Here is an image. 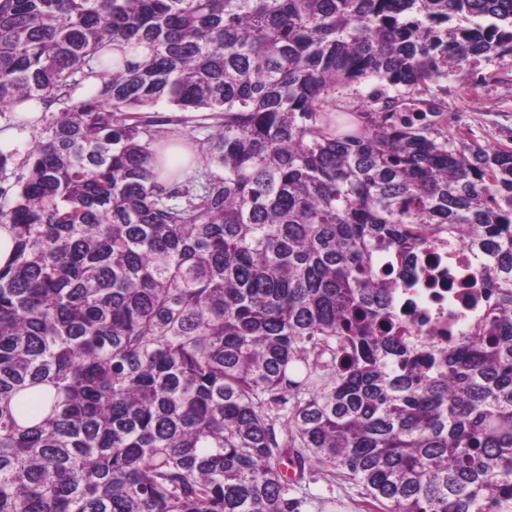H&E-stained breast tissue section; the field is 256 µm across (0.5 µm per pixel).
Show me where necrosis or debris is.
I'll return each instance as SVG.
<instances>
[{
  "mask_svg": "<svg viewBox=\"0 0 512 512\" xmlns=\"http://www.w3.org/2000/svg\"><path fill=\"white\" fill-rule=\"evenodd\" d=\"M482 259L459 241L424 246L400 261L383 258L384 270H403L393 298L408 335L433 344L457 338L465 322L479 321L485 309Z\"/></svg>",
  "mask_w": 512,
  "mask_h": 512,
  "instance_id": "necrosis-or-debris-1",
  "label": "necrosis or debris"
}]
</instances>
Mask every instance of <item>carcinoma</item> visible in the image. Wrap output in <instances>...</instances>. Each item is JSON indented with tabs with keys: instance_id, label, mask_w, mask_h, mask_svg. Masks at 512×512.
<instances>
[{
	"instance_id": "carcinoma-1",
	"label": "carcinoma",
	"mask_w": 512,
	"mask_h": 512,
	"mask_svg": "<svg viewBox=\"0 0 512 512\" xmlns=\"http://www.w3.org/2000/svg\"><path fill=\"white\" fill-rule=\"evenodd\" d=\"M498 50L512 0H0V106L91 92L0 188V512H301L286 459L512 512V147L421 97ZM162 104L216 127L185 180ZM444 235L491 300L434 349L378 262Z\"/></svg>"
}]
</instances>
